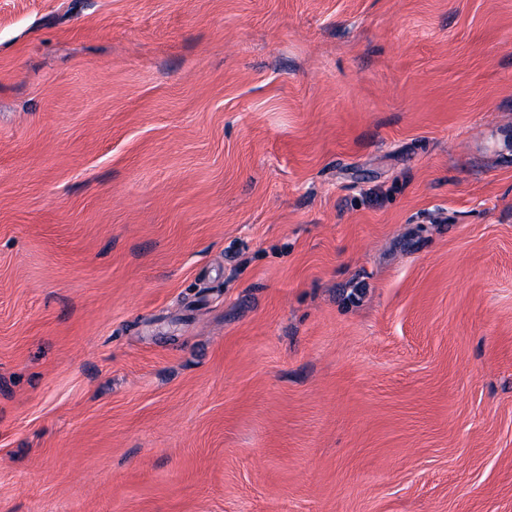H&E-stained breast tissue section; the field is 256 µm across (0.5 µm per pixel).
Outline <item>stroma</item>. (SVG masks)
Here are the masks:
<instances>
[{
  "instance_id": "obj_1",
  "label": "stroma",
  "mask_w": 512,
  "mask_h": 512,
  "mask_svg": "<svg viewBox=\"0 0 512 512\" xmlns=\"http://www.w3.org/2000/svg\"><path fill=\"white\" fill-rule=\"evenodd\" d=\"M0 512H512V0H0Z\"/></svg>"
}]
</instances>
